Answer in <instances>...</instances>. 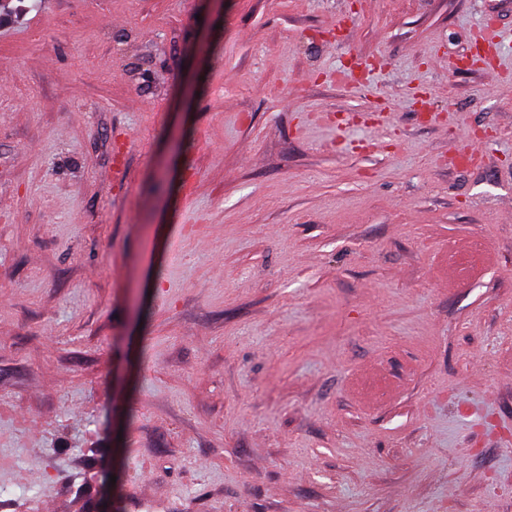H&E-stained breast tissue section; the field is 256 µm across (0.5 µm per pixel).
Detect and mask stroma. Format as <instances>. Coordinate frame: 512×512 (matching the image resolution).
<instances>
[{
    "instance_id": "obj_1",
    "label": "stroma",
    "mask_w": 512,
    "mask_h": 512,
    "mask_svg": "<svg viewBox=\"0 0 512 512\" xmlns=\"http://www.w3.org/2000/svg\"><path fill=\"white\" fill-rule=\"evenodd\" d=\"M486 23L512 75V0L0 21V512H512Z\"/></svg>"
}]
</instances>
